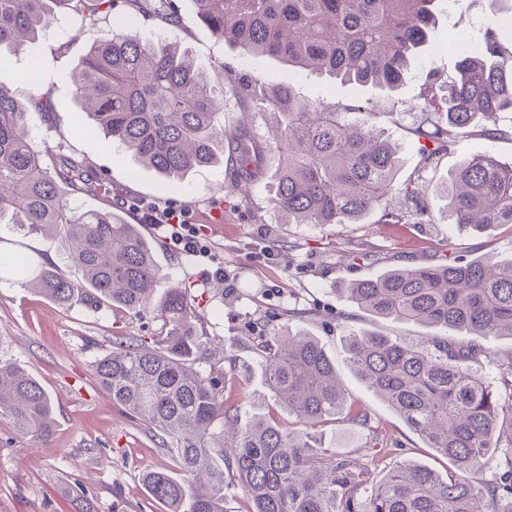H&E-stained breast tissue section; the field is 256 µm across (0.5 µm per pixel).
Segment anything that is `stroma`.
I'll list each match as a JSON object with an SVG mask.
<instances>
[{"label":"stroma","mask_w":512,"mask_h":512,"mask_svg":"<svg viewBox=\"0 0 512 512\" xmlns=\"http://www.w3.org/2000/svg\"><path fill=\"white\" fill-rule=\"evenodd\" d=\"M175 3L180 23L172 27L150 12L147 0H123L113 14L96 0H68L60 25L0 60V84L21 87L27 97L50 99V113L29 111L34 140L50 155L84 161L107 187L96 195L75 194L74 202L85 210L122 211L129 223L140 225L154 242L164 284L190 286L191 302L209 335L223 340L245 361L254 358L248 325L257 318L264 319L269 331L288 326L318 340L335 363L339 380L356 406L371 416L386 444L377 446L368 431H351L331 420L316 428V446L339 455L355 454L379 476L405 460L446 471L447 460L427 448L395 411L356 378L346 349L353 332L415 337L422 335V328L361 311L338 289L350 280L404 266L442 265L452 257L469 260L493 253L502 260L512 258V224L483 231L451 224L444 198L432 190L426 193L434 217L430 224H382L375 211L355 224L285 223L268 203V185L250 186L244 196L228 192L227 165L198 168L175 185L138 165L121 146L89 136L88 119L77 111L72 97V74L89 42L110 35L113 16L119 13L132 20L128 34L176 41L197 65L208 68L223 62L240 73H258L269 87L292 83L302 100L323 96L363 112L375 111L377 124L397 149L396 179L403 182L415 176L421 163L420 144L411 129L426 75L433 70L445 80L454 73L455 55L436 51V44L447 42L457 29L482 37L487 26L506 18L505 9L493 0H473L464 10L442 9L432 46L394 91L384 92L293 69L271 58L240 57L199 20L192 0ZM38 59L47 64V71L35 85H22V75ZM479 152L512 164V140L473 136L441 157L432 173L434 182H446L466 158ZM139 198L186 207L197 216L222 208L223 223L200 227L208 257L170 249L162 228L142 223L140 214L129 209V201ZM0 250L21 252L33 266L55 265L71 280L81 278L59 241L23 237L10 225L0 224ZM160 327L149 311L135 315L106 306L60 307L23 288L15 273H0V358L15 361L40 383L51 400L54 418L53 438L45 447L34 446L8 419L0 418V512H78L84 505L90 512H167L147 492L141 475L174 469V461L160 439L114 405L90 377L93 361L108 348L112 336L150 341ZM263 390L259 368L247 375L224 376V399L238 405L242 416L256 410L284 429H296V418L276 404L251 409L252 395Z\"/></svg>","instance_id":"35a3bbf8"}]
</instances>
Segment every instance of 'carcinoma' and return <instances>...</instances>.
I'll return each instance as SVG.
<instances>
[{
    "instance_id": "carcinoma-1",
    "label": "carcinoma",
    "mask_w": 512,
    "mask_h": 512,
    "mask_svg": "<svg viewBox=\"0 0 512 512\" xmlns=\"http://www.w3.org/2000/svg\"><path fill=\"white\" fill-rule=\"evenodd\" d=\"M63 0H0V49L18 50L55 21ZM214 36L247 58L274 57L342 82L397 87L430 41L440 0H192ZM512 43V24L455 52L456 78L446 85L445 111L429 131L413 128L421 146L416 184L399 185L397 151L373 113L349 120L336 102L298 100L288 84L265 88L252 73L240 84L247 103L277 124L271 140L246 124L224 129V82L212 80L177 43L142 40L115 29L95 39L75 67L78 111L105 140L177 184L192 170L227 159L232 187L255 184L266 160L277 163L272 208L295 224H353L374 209L380 224H429L419 184L441 153L481 126L488 139L512 138L500 126L512 112V69L499 60ZM104 191L83 162L61 155L48 163L30 136L27 109L0 84V224L23 237H58L83 283L55 266L27 267L20 256L0 266L30 272L22 285L70 306L82 300L139 313L154 308L164 333L155 344L114 336L92 364V376L112 401L148 429L177 472L151 470L144 481L169 512H226L232 479L251 512H512V354L502 356L455 336L512 337V261L493 255L444 265L395 268L341 289L358 308L426 329L417 338L380 334L348 337L356 377L448 460L446 473L399 463L379 483L351 455L312 444L307 429L332 418L353 427L369 414L348 403L336 366L318 341L285 326L251 337L261 359L266 396L295 416L290 431L257 415L241 421L224 402V368L236 356L197 327L187 289L154 293L163 279L154 244L140 227L108 208L82 210L79 188ZM448 223L485 229L512 224V165L487 153L466 159L438 187ZM401 204L390 203L394 196ZM495 366L491 380L480 371ZM23 435L48 444L53 435L48 395L24 368L0 359V417ZM492 448L507 454L490 480L475 481Z\"/></svg>"
}]
</instances>
